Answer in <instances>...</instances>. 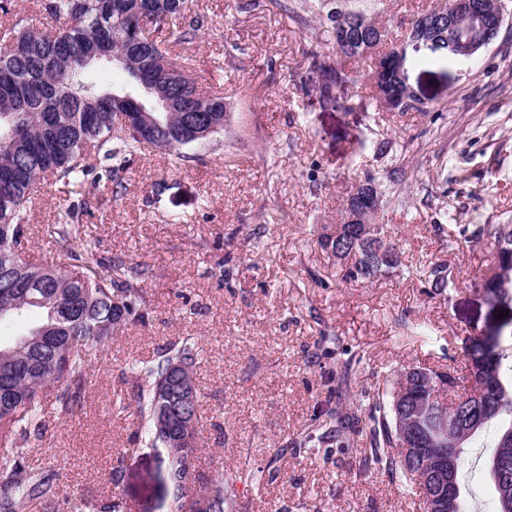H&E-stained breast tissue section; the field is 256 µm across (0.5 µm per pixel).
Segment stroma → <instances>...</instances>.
<instances>
[{
    "instance_id": "35a3bbf8",
    "label": "stroma",
    "mask_w": 512,
    "mask_h": 512,
    "mask_svg": "<svg viewBox=\"0 0 512 512\" xmlns=\"http://www.w3.org/2000/svg\"><path fill=\"white\" fill-rule=\"evenodd\" d=\"M190 0L204 27L177 50L204 89L223 95L230 120L194 159L181 152L135 154L121 186L86 195L83 241L44 237L70 199L44 181L29 216L26 253L61 264L83 245L148 266L141 321L115 331L91 363L81 411L47 405L32 464L53 469L64 499L118 493L132 512H174L153 488L164 449L140 447L135 404L123 370L187 336L205 358L195 373L199 447L208 480L271 467L274 481L236 483L233 512H424L414 487L370 463L368 433L335 442H294L327 413L367 419L406 367L467 371L468 337L497 331L512 306L492 308L475 280L495 265L492 239H450L455 224H512V0L498 39L468 60L448 61L407 44L409 83L423 111L381 102L372 61L347 84L346 107L323 93L310 54L334 57L325 12L310 0ZM448 0H377L376 23L402 40V22ZM401 176L377 221L401 265L372 280L347 281L317 239L343 222L348 195L365 172ZM446 265V291L430 294L414 270ZM360 354L351 384L343 362ZM465 456L473 512H495L479 457ZM124 480L113 486V468Z\"/></svg>"
}]
</instances>
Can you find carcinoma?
I'll return each instance as SVG.
<instances>
[{
  "label": "carcinoma",
  "mask_w": 512,
  "mask_h": 512,
  "mask_svg": "<svg viewBox=\"0 0 512 512\" xmlns=\"http://www.w3.org/2000/svg\"><path fill=\"white\" fill-rule=\"evenodd\" d=\"M46 26L24 19L0 25V322L25 308L41 310V321L8 347L0 346V423L13 438L11 460L0 465V512H18L32 504L38 512H60L55 473L28 461L26 445L41 436L44 391L55 389L53 404L64 413L83 406L88 368L115 330L143 318L150 277L147 267L122 256L108 260L88 245L71 255L65 266L37 264L25 255V226L38 180L51 177L71 194L82 195L88 175L110 183L118 180L130 157L148 149L180 150L211 140L224 131L228 113L224 97L198 86L190 67L173 54L171 41L187 40L204 24L188 15V0H44ZM328 38L336 63L311 55V66L331 83H352L358 75L346 62L368 58L361 45L374 38L371 19L357 9L329 10ZM120 69L126 87L102 83L99 74ZM127 112L131 127L115 135L117 113ZM80 207L67 210V219L47 225L50 236L80 238ZM466 243L484 236L493 239L501 273L482 277L474 286L493 302L512 294V224H459ZM343 278H375L400 265L397 247L383 237L358 246V254ZM434 293L445 292L450 272L443 264L418 271ZM465 355L469 373L449 368L435 372L439 385L428 387L419 375L409 380L405 401L395 409V389L377 402L368 416L373 461L402 483L420 480L432 489L430 467L410 464L402 452L399 428L405 422L427 440L455 453L459 486L462 458L474 440L490 427L497 429L493 451L485 462L496 500H501L506 470L512 490V346L499 338L471 339ZM203 360L196 340L184 337L161 349L153 358L125 367L131 374V398L136 405L138 441L143 448L167 452L158 499L173 498L177 512H228L233 485L219 480L195 487L190 470L196 447H172L174 430L161 420L164 409L176 408L172 386L176 378L192 377ZM463 393L472 426L456 433L457 411L439 401L427 409L416 407L421 395L434 391ZM359 420L336 412L315 425L318 438H334L343 445L360 432ZM273 478L267 469L241 472L235 479L259 486ZM71 512H127L117 496L67 503Z\"/></svg>",
  "instance_id": "carcinoma-1"
}]
</instances>
